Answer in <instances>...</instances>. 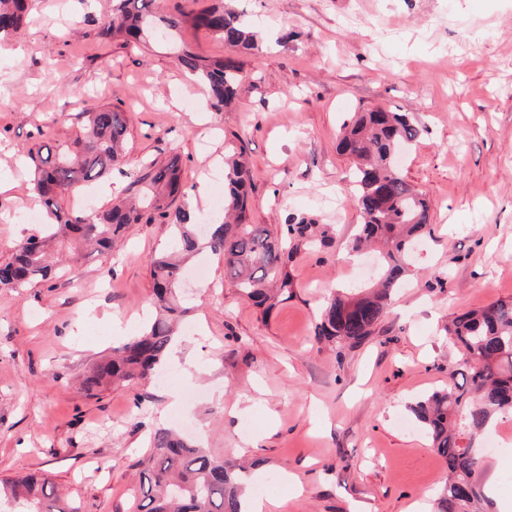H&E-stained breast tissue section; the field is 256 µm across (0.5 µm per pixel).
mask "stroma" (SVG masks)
I'll use <instances>...</instances> for the list:
<instances>
[{
    "mask_svg": "<svg viewBox=\"0 0 512 512\" xmlns=\"http://www.w3.org/2000/svg\"><path fill=\"white\" fill-rule=\"evenodd\" d=\"M229 5L261 49L235 56L205 30H181L178 45L236 58L244 76L232 108L202 112L204 86L177 65V44L100 43L94 20L107 0H29L26 24L0 44V178L12 183L0 192V262L36 230L22 218L40 207L22 155L79 136L91 102L129 117L122 171L94 185L93 209L138 196L146 163L174 153L175 207L188 206L203 174L211 196L223 195L224 159L241 151L254 175L249 223L276 233L306 216L334 225L335 238L292 259L295 296L266 317L240 297L223 257L201 250L180 286L186 312L166 382L93 398L79 380L141 330L151 261L171 238L165 220L128 227L106 252L60 251L53 281L0 290V476L42 471L79 512H131L134 463L181 413L213 454L263 459L256 480L267 496H288V512H426L446 468L408 406L449 383L454 313L512 301V0ZM376 108L423 127L401 170L428 200L433 232L373 336L335 351L315 340L323 301L381 273L380 262L339 258L360 217L347 190L354 161L337 144L351 113ZM437 273L445 288L429 287ZM478 445L497 506L512 512L501 489L512 420Z\"/></svg>",
    "mask_w": 512,
    "mask_h": 512,
    "instance_id": "stroma-1",
    "label": "stroma"
}]
</instances>
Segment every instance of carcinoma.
I'll return each mask as SVG.
<instances>
[{"label": "carcinoma", "instance_id": "cac0c4a2", "mask_svg": "<svg viewBox=\"0 0 512 512\" xmlns=\"http://www.w3.org/2000/svg\"><path fill=\"white\" fill-rule=\"evenodd\" d=\"M155 0H112V12L94 19L98 38L139 40L151 34L169 39L190 24L224 41L235 52L259 51L258 34L231 8L193 0L189 12L159 16ZM26 0H0V42L23 23ZM179 66L209 86L210 109L221 112L236 97L241 70L232 59L211 62L181 49ZM83 135L70 143H44L27 152L33 189L47 217L37 233L21 239L10 260L0 264V288L18 290L53 278V249L94 245L112 249L113 240L132 224H149L154 216L171 219L176 247L152 259L154 293L151 317L142 331L113 349L84 375L82 388L95 397L114 383L150 378L165 362L179 319L186 312L178 300L183 260L199 240L224 257V270L239 294L263 316L293 297L288 262L302 247L323 244L330 225L313 218L288 217L280 233L245 223L253 176L237 159L227 163L224 209L233 219L209 225L207 235L187 208L169 212L181 190L179 155L151 166L142 204L115 200L111 207L87 211L75 203L82 188L119 168L128 118L105 105L82 113ZM421 127L407 113L378 108L354 113L343 125L339 150L354 159V200L361 215L358 232L344 244L351 256L372 241L382 243L384 273L370 291L333 295L320 314L318 339L338 347H356L383 322L394 291L409 271L420 241L431 234L429 205L404 178L397 164L400 147L415 142ZM448 335L462 359L448 368L452 383L409 405L416 423L446 465L448 477L438 491L434 512H496L484 482L482 456L471 453L479 436L512 415V301H497L459 313ZM134 512H244L245 470L236 462L159 427L149 449L136 463ZM0 512H77L51 478L26 475L0 479Z\"/></svg>", "mask_w": 512, "mask_h": 512}]
</instances>
